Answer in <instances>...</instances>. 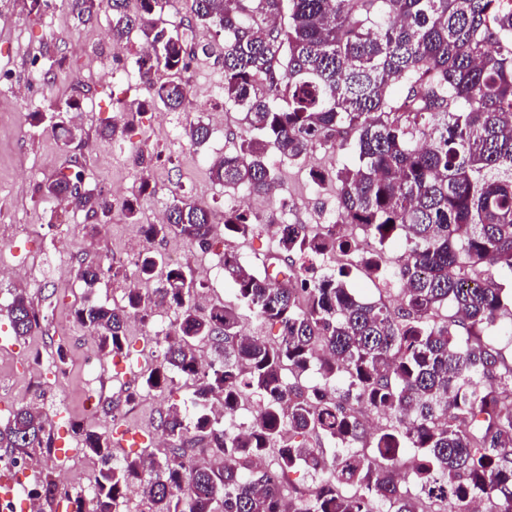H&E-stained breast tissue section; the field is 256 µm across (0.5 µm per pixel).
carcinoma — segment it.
<instances>
[{
    "label": "carcinoma",
    "instance_id": "cac0c4a2",
    "mask_svg": "<svg viewBox=\"0 0 512 512\" xmlns=\"http://www.w3.org/2000/svg\"><path fill=\"white\" fill-rule=\"evenodd\" d=\"M167 0H70L79 16L104 6L112 42L138 35L151 48L137 60L152 86L163 66L184 67L185 40L157 15ZM288 12V25L275 19ZM193 18L224 32V102L244 114L246 134L210 166L226 190L257 194L276 184L269 151L301 161L316 146H352L358 164L336 173L335 222L355 224L376 248L360 264L302 275L296 261L350 253L354 242L324 224L286 225L259 268L224 249V279L239 303L280 327L277 343L246 334L236 308L201 311L190 273L142 259V287L128 288L120 307L90 305L78 321L99 349L122 354L128 320L157 298L175 314L159 363L142 379L160 389L178 374L192 382L190 405L160 414L167 446L154 457L116 458L105 433L73 426L82 451L101 467L95 490H66L73 512H465L480 496L490 512H512V358L490 345L488 331L512 323V5L507 0H192ZM189 89L170 81L151 100L182 107ZM186 136L209 139L201 119ZM62 176L39 187L70 200L90 217L110 204L100 191ZM264 223L252 211L224 213V240H244ZM148 239L175 234L204 249L212 233L207 206L183 198ZM394 236L401 256L383 251ZM397 282L395 302L364 301L353 271ZM104 271L79 266L92 289ZM15 335L29 336L40 317L18 293L8 305ZM213 359L201 368L198 344ZM219 400L232 416L253 400V419L233 432L211 411ZM386 416L372 440L357 408ZM49 418L21 406L0 423V448L23 459L51 447ZM326 439L336 451L319 447ZM274 454L273 465L258 461ZM413 476L402 490L387 472ZM316 483L295 500L291 475ZM39 496L62 498L44 475Z\"/></svg>",
    "mask_w": 512,
    "mask_h": 512
}]
</instances>
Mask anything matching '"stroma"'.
<instances>
[{
    "label": "stroma",
    "instance_id": "obj_1",
    "mask_svg": "<svg viewBox=\"0 0 512 512\" xmlns=\"http://www.w3.org/2000/svg\"><path fill=\"white\" fill-rule=\"evenodd\" d=\"M56 9L34 10L30 0H0V73L20 75L31 60L50 69L45 88L29 99L17 98L13 88L0 87V255L19 263V271L0 277V394L5 403L0 416L9 417L16 408L33 404L51 421L55 441L77 448L80 442L72 425L115 434L138 431L147 440L140 448H114L125 456L160 455L163 445L157 427L159 413L171 403L192 393L190 382L176 378L164 389L143 390V374L136 367L145 350L160 353L153 335L159 320L155 314L133 317L127 323L124 355L98 356V342L76 319L78 309L92 304H122L131 285L139 257L128 253L129 240L142 225L156 221L174 197L207 205L215 232L213 247L204 252V265L192 266L198 291L209 302L236 304L228 281L209 278L210 265L218 264L226 244L222 227L227 204L240 200L242 207L262 213L286 210L290 223L315 224L336 207L337 170L357 163L351 149L314 148L301 162L275 161L278 194L271 198L253 195L246 188L227 192L215 184L209 173L213 159L233 150V134L243 132V114L225 105L221 90L224 70L220 54L223 33L196 22L190 0H168L161 15L164 25L179 29L193 44L194 57L179 76L192 91L181 109H152L145 102L151 96L148 85L139 83L136 61L140 38L124 47L112 43V16L106 10L80 17L69 0H56ZM73 101L79 114V144L65 146L58 139L52 119V105ZM42 120H33V113ZM133 122L121 136L104 141L98 132L119 113ZM206 122L211 135L199 147L184 140L185 126L193 120ZM142 149L152 159L148 171H141L132 158ZM84 170L85 181L96 185L104 179L124 186L127 199L139 206L138 223H130L121 203L112 204L103 223H96L84 211L59 210L41 197L38 187L60 172ZM324 174L314 183L309 173ZM246 261L260 263L275 248L273 238L258 233L230 244ZM72 253L75 261L109 269L93 292H86L74 276L73 267L57 264L58 252ZM24 292L44 321L26 337L15 336L7 307L17 292ZM98 357L95 369L87 361ZM64 359L62 375L53 376L57 359ZM98 390L100 403L118 401L124 420L104 415L99 406L88 409L91 390ZM136 391V402L126 401ZM46 468L69 489L84 486L88 472L98 471L97 457L80 460L60 452L47 454Z\"/></svg>",
    "mask_w": 512,
    "mask_h": 512
}]
</instances>
